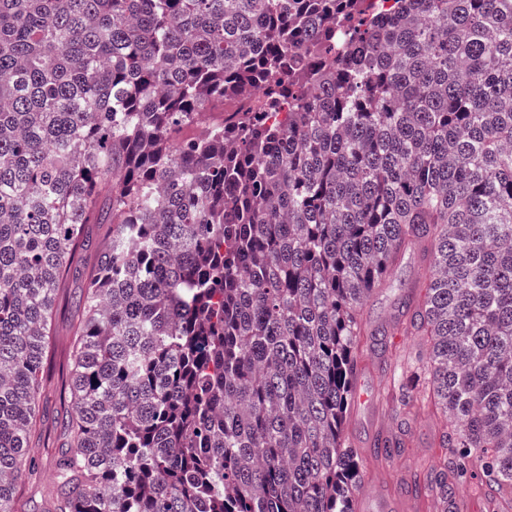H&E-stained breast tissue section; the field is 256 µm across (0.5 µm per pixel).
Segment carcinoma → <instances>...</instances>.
Returning a JSON list of instances; mask_svg holds the SVG:
<instances>
[{
  "label": "carcinoma",
  "instance_id": "obj_1",
  "mask_svg": "<svg viewBox=\"0 0 512 512\" xmlns=\"http://www.w3.org/2000/svg\"><path fill=\"white\" fill-rule=\"evenodd\" d=\"M374 2L0 0V512L87 224L51 512H356L362 307L412 244L397 411L450 425L443 499L512 504V0ZM472 483L473 480H464L457 486L456 496L466 501L467 509L464 512H492L488 496L475 490Z\"/></svg>",
  "mask_w": 512,
  "mask_h": 512
}]
</instances>
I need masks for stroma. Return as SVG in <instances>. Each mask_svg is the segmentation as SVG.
<instances>
[{
  "label": "stroma",
  "mask_w": 512,
  "mask_h": 512,
  "mask_svg": "<svg viewBox=\"0 0 512 512\" xmlns=\"http://www.w3.org/2000/svg\"><path fill=\"white\" fill-rule=\"evenodd\" d=\"M109 230L106 224L89 225L90 245L81 251L76 266L57 294L53 335L41 373L37 433L26 463L28 473L16 490L29 512H49L55 493V459L71 444L67 424L72 405L67 388L75 327L83 315L82 297L96 265L97 250L107 239ZM427 279L428 268L420 249L410 247L392 270L387 285L366 300L364 334L355 352L360 368L356 390L376 394L378 405L374 408L359 403L351 405L344 425L346 438L365 458L362 489L382 490L395 500L398 512H433L432 500L438 491L430 472L440 453L438 443L443 420L440 414L427 409L412 410L407 419H399L394 412L390 387V375L397 365L423 361L428 356L425 337L391 331L392 325L402 317L403 300L422 296ZM380 437L397 440L398 453L390 457L374 455L375 441ZM417 474L422 477L418 483L413 480Z\"/></svg>",
  "instance_id": "1"
}]
</instances>
